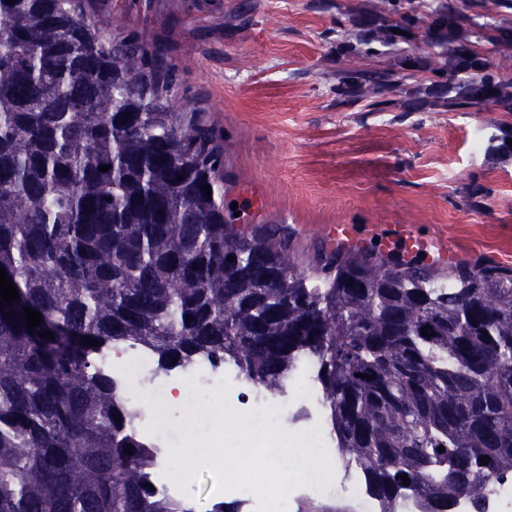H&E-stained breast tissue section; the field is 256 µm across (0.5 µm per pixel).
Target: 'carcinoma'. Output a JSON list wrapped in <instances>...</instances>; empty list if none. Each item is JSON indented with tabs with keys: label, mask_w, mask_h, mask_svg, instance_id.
I'll use <instances>...</instances> for the list:
<instances>
[{
	"label": "carcinoma",
	"mask_w": 512,
	"mask_h": 512,
	"mask_svg": "<svg viewBox=\"0 0 512 512\" xmlns=\"http://www.w3.org/2000/svg\"><path fill=\"white\" fill-rule=\"evenodd\" d=\"M96 15L0 0V267L19 294L0 304V512H193L145 487L158 457L96 364L120 344L163 370L233 364L271 394L310 358L382 512H484L512 478V271L346 252L299 271L288 228L224 206V154L199 113L171 111L163 49ZM418 61L339 85L416 96Z\"/></svg>",
	"instance_id": "1"
}]
</instances>
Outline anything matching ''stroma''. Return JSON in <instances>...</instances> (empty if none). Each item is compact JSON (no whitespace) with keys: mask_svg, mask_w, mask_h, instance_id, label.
I'll return each instance as SVG.
<instances>
[{"mask_svg":"<svg viewBox=\"0 0 512 512\" xmlns=\"http://www.w3.org/2000/svg\"><path fill=\"white\" fill-rule=\"evenodd\" d=\"M360 0H98L122 36L167 49L173 65L174 111L203 110L225 151L234 185L228 202L256 224L291 228L299 269L325 250V229L350 224L384 253L392 225L440 235L459 265L512 269V151L503 150L512 112L493 102L449 95L456 80L437 48L421 38L369 42L350 52L357 33L352 9ZM461 19L469 42L489 53L503 81L512 82V0H389L399 24L439 6ZM428 58L414 83L449 96L448 106L415 104L402 93L390 103L342 101L337 73L371 74L405 55ZM259 188L264 209L253 213L245 187ZM213 396L161 404L157 421L194 425L199 439L224 436L228 458L248 448L280 455L288 470L303 465L279 435L306 425L288 420L241 437L212 410ZM184 481L196 512L223 500V470L203 458L192 468L169 466ZM255 512H296L302 495L267 492L261 477L240 485Z\"/></svg>","mask_w":512,"mask_h":512,"instance_id":"stroma-1","label":"stroma"}]
</instances>
